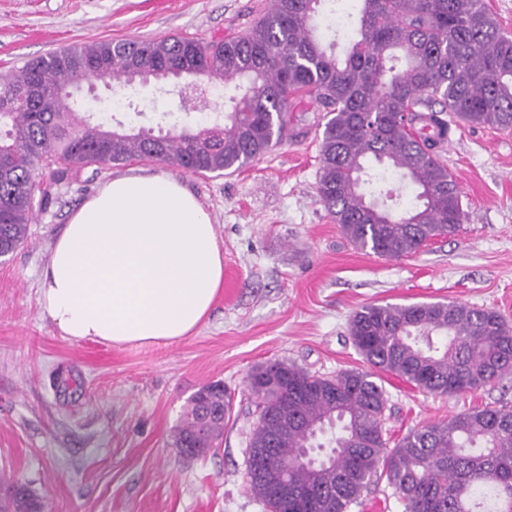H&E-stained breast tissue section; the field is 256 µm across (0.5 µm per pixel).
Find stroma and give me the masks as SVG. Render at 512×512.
<instances>
[{"label": "stroma", "instance_id": "obj_1", "mask_svg": "<svg viewBox=\"0 0 512 512\" xmlns=\"http://www.w3.org/2000/svg\"><path fill=\"white\" fill-rule=\"evenodd\" d=\"M268 0H0V74L57 48L102 39L242 34ZM171 79L143 114L97 120L157 128L177 110ZM297 136L231 175L174 169L211 214L224 250V285L184 339L160 345L73 341L43 311L39 277L71 213L112 175L150 172L131 160L69 173L27 238L0 257V474L26 484L45 512H263L246 487L254 419L249 370L284 360L317 375L362 367L348 332L369 304L456 301L512 317V130L460 125L441 157L466 219L452 238L385 260L354 248L318 196L323 114L303 101ZM221 381L232 414L217 447L186 458L172 444L190 397ZM384 427L397 440L477 405L512 406V381L433 396L386 374Z\"/></svg>", "mask_w": 512, "mask_h": 512}]
</instances>
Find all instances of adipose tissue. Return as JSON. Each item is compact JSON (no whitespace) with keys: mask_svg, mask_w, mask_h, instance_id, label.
<instances>
[{"mask_svg":"<svg viewBox=\"0 0 512 512\" xmlns=\"http://www.w3.org/2000/svg\"><path fill=\"white\" fill-rule=\"evenodd\" d=\"M224 253L202 203L167 172L113 177L55 239L39 302L64 336L173 342L206 318Z\"/></svg>","mask_w":512,"mask_h":512,"instance_id":"adipose-tissue-1","label":"adipose tissue"}]
</instances>
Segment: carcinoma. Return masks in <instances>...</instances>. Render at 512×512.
Wrapping results in <instances>:
<instances>
[{
    "instance_id": "carcinoma-1",
    "label": "carcinoma",
    "mask_w": 512,
    "mask_h": 512,
    "mask_svg": "<svg viewBox=\"0 0 512 512\" xmlns=\"http://www.w3.org/2000/svg\"><path fill=\"white\" fill-rule=\"evenodd\" d=\"M324 0H269L245 34L203 42L167 36L101 40L54 50L0 76V254L26 238L50 190L42 166L73 169L147 158L191 174L234 173L295 135L303 98L326 116L318 194L356 248L383 259L455 236L460 194L440 149L451 124L512 129V35L485 0H358L356 34L341 54L325 44ZM192 74L224 84L223 121H184L158 130L94 123L70 85L107 78L142 97L151 84ZM402 174L416 204L375 183L370 165ZM365 368L331 377L280 361L252 368L245 390L256 421L248 443L249 492L265 512H348L384 480L402 512H512V407L484 405L428 423L389 446L381 374L426 394L455 395L512 380V320L455 301L371 304L350 317ZM233 395L201 387L173 433L182 454H204L224 436ZM288 408V431L273 420ZM336 429L331 447L317 442ZM322 464L313 472L304 450ZM15 483L0 512H42Z\"/></svg>"
}]
</instances>
